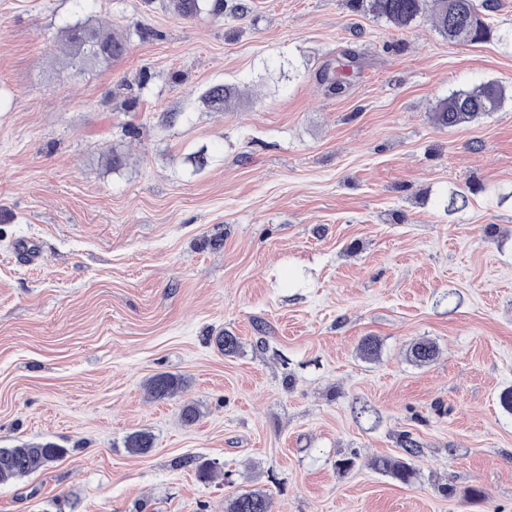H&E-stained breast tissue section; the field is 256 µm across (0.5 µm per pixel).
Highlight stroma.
Returning a JSON list of instances; mask_svg holds the SVG:
<instances>
[{
  "instance_id": "1",
  "label": "stroma",
  "mask_w": 512,
  "mask_h": 512,
  "mask_svg": "<svg viewBox=\"0 0 512 512\" xmlns=\"http://www.w3.org/2000/svg\"><path fill=\"white\" fill-rule=\"evenodd\" d=\"M247 2L0 0V447L69 450L1 484L0 512H224L257 489L271 512H512V101L433 116L512 87V0L475 44L369 0ZM86 19L133 30L123 59L70 65ZM217 82L239 90L221 112ZM161 372L186 389L150 399ZM405 433L409 485L370 466ZM171 5L185 19L196 18L202 13L217 15L224 12V0H172ZM509 98L512 100V89L494 82L460 88L438 102L436 119L440 125L454 128L497 111Z\"/></svg>"
}]
</instances>
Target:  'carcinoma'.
<instances>
[{"label": "carcinoma", "mask_w": 512, "mask_h": 512, "mask_svg": "<svg viewBox=\"0 0 512 512\" xmlns=\"http://www.w3.org/2000/svg\"><path fill=\"white\" fill-rule=\"evenodd\" d=\"M373 10L393 26L404 29L410 26L424 10L423 0H371ZM174 11L185 19L203 13L224 12V0H172ZM430 22L438 32L450 41L477 43L491 36V27L481 18L477 0H433ZM66 55L73 57L80 66L109 65L126 51L129 37L99 23H76L62 32ZM232 87L216 84L204 93V100L212 108L225 109L232 94ZM512 99V89L494 82L460 88L440 100L435 107L436 119L444 127L454 128L497 111L507 99ZM216 344L230 356L240 347V339L226 331L216 337ZM436 346L418 342L408 350L414 362L424 365L437 356ZM187 381L171 373H159L150 380L148 392L155 400L177 396ZM154 438L145 431H134L126 437L125 448L132 455H144L153 448ZM404 455L399 458L380 456L371 463L375 470L390 475L402 484H410L416 478L411 457L418 453L417 442L406 434L402 437ZM69 449L51 442H24L13 448H0V484L21 479L37 469L65 457ZM270 497L263 491H250L230 500L225 512H269Z\"/></svg>", "instance_id": "carcinoma-1"}]
</instances>
